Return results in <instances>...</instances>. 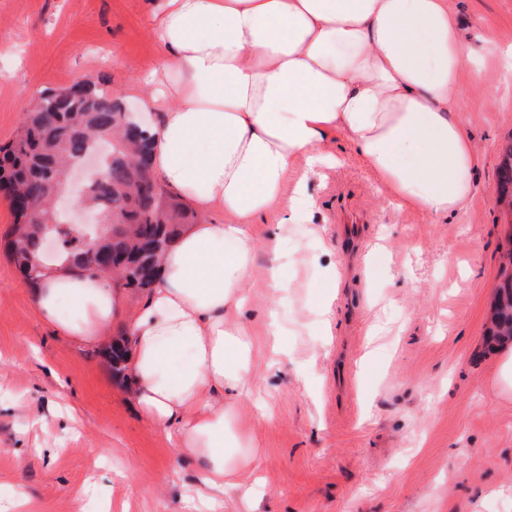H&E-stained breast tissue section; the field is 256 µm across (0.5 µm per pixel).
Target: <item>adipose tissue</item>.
Listing matches in <instances>:
<instances>
[{
  "label": "adipose tissue",
  "instance_id": "adipose-tissue-1",
  "mask_svg": "<svg viewBox=\"0 0 512 512\" xmlns=\"http://www.w3.org/2000/svg\"><path fill=\"white\" fill-rule=\"evenodd\" d=\"M151 20L164 51L146 78L162 110L152 165L200 220L137 307L106 279L55 271L36 308L79 346L125 320L131 396L196 461L192 496L209 510L257 456L235 413L254 365L248 226L274 210L279 234L313 223L307 183L339 164L336 135L398 208L464 210L477 149L455 105L474 48L448 0H164Z\"/></svg>",
  "mask_w": 512,
  "mask_h": 512
}]
</instances>
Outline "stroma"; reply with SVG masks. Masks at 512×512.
Returning a JSON list of instances; mask_svg holds the SVG:
<instances>
[{"instance_id":"35a3bbf8","label":"stroma","mask_w":512,"mask_h":512,"mask_svg":"<svg viewBox=\"0 0 512 512\" xmlns=\"http://www.w3.org/2000/svg\"><path fill=\"white\" fill-rule=\"evenodd\" d=\"M159 0H0V144L49 89L107 83L126 107L148 103L160 50ZM477 50L456 110L478 149L475 193L454 217L398 211L343 136L342 158L309 183L317 220L291 225L290 287L264 325L273 254L258 249L250 328L259 372L236 404L257 450L250 494L221 512H512V344L484 333L512 225L496 206L501 149L512 142V71L484 41L512 47V0H448ZM336 267L340 301L317 315L316 270ZM104 345L46 326L0 248V501L21 482L35 512H181L194 463L142 418Z\"/></svg>"}]
</instances>
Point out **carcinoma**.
<instances>
[{"label":"carcinoma","mask_w":512,"mask_h":512,"mask_svg":"<svg viewBox=\"0 0 512 512\" xmlns=\"http://www.w3.org/2000/svg\"><path fill=\"white\" fill-rule=\"evenodd\" d=\"M111 134L120 142L103 168L102 178L88 185L89 202L102 211L123 213L129 230L98 238L102 274L120 270L121 287L149 294L157 283V262L184 224L196 216L157 180L151 163L149 126L112 92L92 82H76L43 93L26 114L21 130L0 145V190L16 201L20 212L8 243V252L24 279L38 284L45 269L30 263L42 256L52 218L49 185L60 176V165L79 160L91 147L94 134ZM498 203L512 215V145L505 148L499 167ZM59 264L68 270L86 265L75 239L61 240ZM488 335L495 341L512 339V266L501 270V282L491 314ZM128 348L123 338L112 342L108 357L116 375L126 369Z\"/></svg>","instance_id":"carcinoma-1"}]
</instances>
